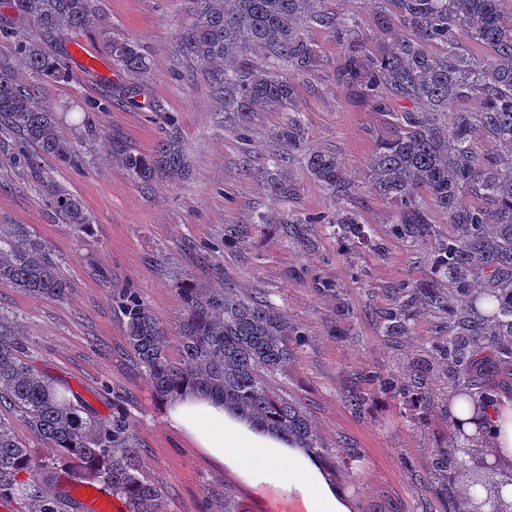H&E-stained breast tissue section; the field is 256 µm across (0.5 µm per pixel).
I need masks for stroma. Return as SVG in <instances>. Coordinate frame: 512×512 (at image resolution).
Here are the masks:
<instances>
[{
	"mask_svg": "<svg viewBox=\"0 0 512 512\" xmlns=\"http://www.w3.org/2000/svg\"><path fill=\"white\" fill-rule=\"evenodd\" d=\"M100 27L72 33L88 46L102 71L71 63L66 81L55 84L45 102L54 111L65 105L109 95L123 82L113 71L104 30L139 41L149 60V93L174 115L190 172L179 185L143 184L113 162L112 135L141 152H153L162 129L153 113L113 100L99 117L98 135L79 141L83 167L46 160L56 181L82 199L92 216L88 234H75L54 219L38 186L15 168L10 151L0 150V223L26 224L52 247L72 291L66 301L34 299L0 284V306L11 311L30 343L34 366L70 384L97 417L121 403L136 421L144 447L142 466L166 493L167 512H201L205 499L222 502L232 491L243 512H273L271 500L241 475L215 461L168 422L169 406L154 397L148 378L134 365L125 344V324L112 307L116 289L138 288L170 338H177L180 306L168 273L177 266L196 279L216 283L228 274L238 288L262 291L305 332L284 382L307 408L323 444L332 453L355 452L352 478L336 477L351 512H445L426 475L432 449L448 429L438 414L419 428L408 423L398 401L373 394L368 410L355 412L351 392L362 390L361 374L392 372L419 347L448 336V317L418 313L411 339L396 341L378 331L379 316L395 288L424 280L440 239L453 227L433 210L434 236L420 250L408 248L388 232L390 204L376 195L367 171L377 142L395 133V115L413 110L394 97L386 110L372 107L359 89L336 80L341 46L327 29L306 25L303 34L321 62L296 83V105L304 112L312 143L336 155L352 184L345 206L365 227L367 241L355 252L341 248L322 224L307 240L283 233L289 212H329L338 206L303 163L290 170L297 196L273 195L260 172H245V156H270L277 146L274 128L284 112H263L253 121L248 144L224 127V106L209 80L175 48L188 0H95ZM328 12L351 15L369 55L385 53L391 37L402 34L392 0H326ZM265 223H258V216ZM237 224L247 233L224 243V228Z\"/></svg>",
	"mask_w": 512,
	"mask_h": 512,
	"instance_id": "obj_1",
	"label": "stroma"
}]
</instances>
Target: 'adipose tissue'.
<instances>
[{
  "mask_svg": "<svg viewBox=\"0 0 512 512\" xmlns=\"http://www.w3.org/2000/svg\"><path fill=\"white\" fill-rule=\"evenodd\" d=\"M168 419L195 447L272 497L282 512H350L348 502L303 449L262 434L222 405L188 394Z\"/></svg>",
  "mask_w": 512,
  "mask_h": 512,
  "instance_id": "ef3b65f1",
  "label": "adipose tissue"
}]
</instances>
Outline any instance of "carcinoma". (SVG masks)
Wrapping results in <instances>:
<instances>
[{"instance_id": "carcinoma-1", "label": "carcinoma", "mask_w": 512, "mask_h": 512, "mask_svg": "<svg viewBox=\"0 0 512 512\" xmlns=\"http://www.w3.org/2000/svg\"><path fill=\"white\" fill-rule=\"evenodd\" d=\"M323 0H193L179 32L182 54L207 69L224 102V123L243 137L259 112H286L288 121L272 131L279 149L265 162L272 194L295 195L286 170L303 157L310 174L333 196L351 194L336 156L314 147L307 123L296 109L293 84L279 76L283 65L297 78L319 59L301 29L318 24L347 42L339 76L359 87L375 105L389 93L417 103L402 112L399 132L377 145L368 167L375 192L395 207L391 233L417 249L431 237L432 221L423 197L448 215L455 231L431 259L423 281L394 292L381 314L383 336L407 339L419 310L448 315V338L421 350L395 373L371 376L377 391L405 406L414 425H429L449 394L482 412L499 404L497 386L479 373L512 363V0H395L413 37H397L388 52L367 58L349 43L355 21L321 8ZM33 35L19 36L0 23V37L14 40V53L0 55V135L14 137L11 149L25 177L37 185L65 224L84 234L92 218L82 201L54 180L42 165L51 157L78 168L84 157L60 130L59 113L46 107L36 87L18 76L15 60L46 89L68 77L66 40L100 23L93 0H8ZM439 52L428 51V46ZM112 66L126 81L118 96L148 109L162 125L163 140L143 153L116 140L112 159L134 179L180 183L187 175L177 119L150 100L149 63L141 45L118 34L106 37ZM260 57L256 68H227L241 56ZM479 96L480 112L466 102ZM112 111V99L84 104L72 118L78 137L98 134L96 117ZM492 147L480 154L477 144ZM467 195L480 200L467 206ZM288 224H327L336 241L355 248L366 240L356 216L338 208L288 218ZM0 284L29 297L62 301L72 289L45 241L26 224H0ZM177 288L181 320L180 358L168 352L169 336L135 288L112 298L125 323L133 362L151 381L157 398L174 402L201 395L239 413L261 431H275L307 449L319 461L326 450L310 417L276 382L303 332L261 292L244 293L229 276L214 288L185 274ZM27 342L12 315L0 306V407L24 421L46 444L37 452L19 440L0 416V499H20L26 512H82L70 487L105 486L126 512H165V493L143 472L144 449L135 421L125 411L99 419L88 413L65 384L37 370L27 359ZM453 433L436 445L428 480L440 486L446 512H469L475 499L457 486L453 458L459 443L488 448L491 423L448 415ZM26 474L29 479L20 478ZM203 512H240L224 491V506Z\"/></svg>"}]
</instances>
